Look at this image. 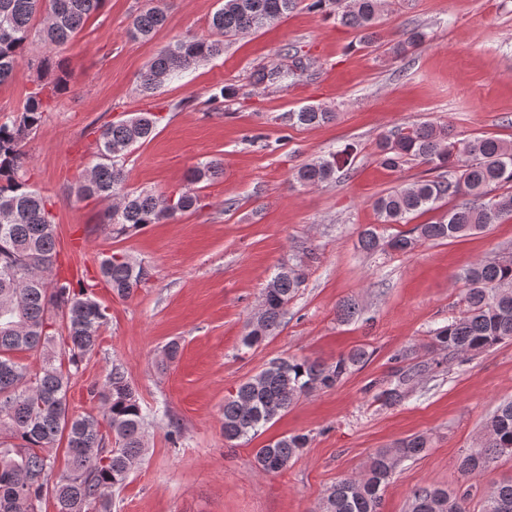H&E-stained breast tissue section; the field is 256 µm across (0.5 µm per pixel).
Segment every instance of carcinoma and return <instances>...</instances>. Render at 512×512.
Wrapping results in <instances>:
<instances>
[{
  "label": "carcinoma",
  "instance_id": "cac0c4a2",
  "mask_svg": "<svg viewBox=\"0 0 512 512\" xmlns=\"http://www.w3.org/2000/svg\"><path fill=\"white\" fill-rule=\"evenodd\" d=\"M105 0H0V85L8 82L39 41L45 49L37 66V81L22 111L0 121V512H42L51 499L57 512H112V492L125 484L146 456V416L136 390L122 369L114 365L101 386V416L69 413L70 377L98 347L101 329L108 323V308L81 280L52 277L57 259V224L49 197L29 183L26 146L41 126L55 96L67 92L63 67L51 58L59 47L74 41L87 20ZM385 0H310L308 9L328 12L339 24L357 32L359 45L378 40L376 24ZM297 0H223L210 19L211 39L182 37L173 40L140 74V88L155 93L203 62L224 54V38L258 31L288 14ZM166 0H145L134 15L129 33L149 38L167 22ZM40 27H35L37 17ZM425 34L412 30L397 40L392 51L405 54L420 46ZM288 69L275 65L255 72L257 83L282 82L304 69L291 55ZM53 74L47 84L42 76ZM336 113L306 105L286 113L291 126L328 123ZM161 117L140 112L103 124L93 140L97 163L74 186L83 199L108 205L103 223L116 235L131 236L149 224L172 220L204 208L192 189L166 194L129 191L124 164L135 146L152 138ZM379 163L398 170L410 160L436 173L380 196L374 207L383 225L407 224L419 211L438 208L445 198L459 203L432 224H417L407 231L386 235L376 225L359 233L367 253L414 250L423 241H451L512 220V142L494 136L456 139L448 127L430 122L398 126L378 143ZM338 154L303 163L294 180L304 187L336 179ZM223 174V163H198L188 175L192 184L210 182ZM102 280L112 294L127 299L150 278V269L122 251L103 256ZM463 309L448 323L431 331L429 346L448 359L464 362L512 340V258L481 259L461 275ZM304 280L301 268L283 266L262 291V311L249 323L244 345L251 346L275 333ZM18 352L40 360L32 372L16 361ZM367 352L354 349L333 364L308 358H280L242 383L224 402V440H249L300 398L334 388L360 363ZM431 370L429 364L399 370L382 391L390 405L401 402L408 385ZM482 447L472 449L459 464L465 475L480 476L500 458H512V400L500 403L485 424ZM305 434L283 436L256 450L262 472H279L307 447ZM64 448L67 468L54 473L53 454ZM428 437L411 436L394 448L378 450L356 477L341 479L323 500L320 512H382L383 493L401 462L426 451ZM470 489L448 492L420 486L412 493L410 512H469ZM482 512H512V480L494 483L484 493Z\"/></svg>",
  "mask_w": 512,
  "mask_h": 512
}]
</instances>
